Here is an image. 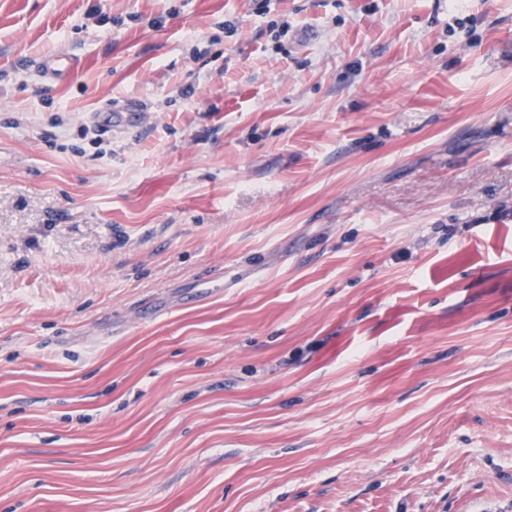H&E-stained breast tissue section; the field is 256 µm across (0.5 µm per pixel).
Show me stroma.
Here are the masks:
<instances>
[{
  "mask_svg": "<svg viewBox=\"0 0 512 512\" xmlns=\"http://www.w3.org/2000/svg\"><path fill=\"white\" fill-rule=\"evenodd\" d=\"M253 8L0 0V512H512V0ZM74 57L67 53H57L55 55L42 59L38 64V69L42 77L55 79L66 75L74 67Z\"/></svg>",
  "mask_w": 512,
  "mask_h": 512,
  "instance_id": "obj_1",
  "label": "stroma"
}]
</instances>
